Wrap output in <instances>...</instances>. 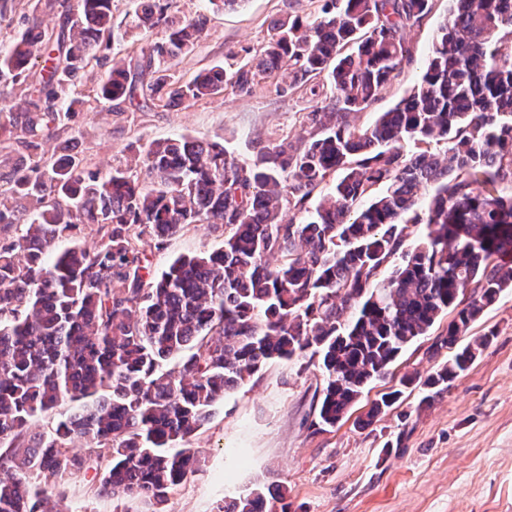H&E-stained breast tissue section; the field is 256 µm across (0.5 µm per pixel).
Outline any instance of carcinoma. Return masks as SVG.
<instances>
[{
	"label": "carcinoma",
	"mask_w": 512,
	"mask_h": 512,
	"mask_svg": "<svg viewBox=\"0 0 512 512\" xmlns=\"http://www.w3.org/2000/svg\"><path fill=\"white\" fill-rule=\"evenodd\" d=\"M449 2L411 93L360 126L356 116L413 62L406 34L433 0L287 12L246 63L186 84L171 81L169 64L192 51L207 18L177 20L170 0H138L130 30L149 41L112 59L101 99L181 105L228 86L249 95L265 80L281 93L305 86L315 105L295 138L259 143L248 164L180 136L104 173L61 133L75 85L112 39V0L75 10L41 0L64 17L59 31L34 15L0 50V84L26 90L24 111L0 105V143L17 155L0 188V512H71L41 480L89 474L98 494L163 512L199 464L190 442L214 405L266 364L318 359L319 424L333 427L442 317L452 319L433 356L512 288V196L500 193L512 186V0ZM190 224L220 247L155 273L156 255ZM412 226L425 234L408 248ZM493 337L470 338L429 374L418 407ZM400 394L374 400L362 424ZM65 401L76 411L33 431ZM264 506L255 488L215 512Z\"/></svg>",
	"instance_id": "carcinoma-1"
}]
</instances>
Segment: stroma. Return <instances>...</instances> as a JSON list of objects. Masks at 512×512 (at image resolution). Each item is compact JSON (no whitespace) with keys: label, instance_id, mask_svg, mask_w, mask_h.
Here are the masks:
<instances>
[{"label":"stroma","instance_id":"stroma-1","mask_svg":"<svg viewBox=\"0 0 512 512\" xmlns=\"http://www.w3.org/2000/svg\"><path fill=\"white\" fill-rule=\"evenodd\" d=\"M136 0H112L114 30L108 49L81 79L70 131L81 157L99 170L151 141L188 135L218 141L240 162L257 142L297 136L312 102L305 88L278 93L271 83L253 93L232 91L169 108L115 106L97 98L113 57L138 47L125 35ZM286 0H242L214 9L209 0H174L178 19L203 14L207 28L195 49L174 60V82L202 69L247 59L272 36L270 23ZM448 327L440 321L411 343L374 380L335 427L319 428L324 377L312 362H273L220 401L192 445L203 463L168 496L164 512H213L217 503L253 488L266 493L265 512H512V292L487 310L469 333L494 332L489 348L447 392L419 409L420 389L401 388L403 376L426 375L448 359L429 348ZM400 390L398 402L361 427L373 400ZM66 491L74 512H144L139 500L97 494L83 477L49 480Z\"/></svg>","mask_w":512,"mask_h":512}]
</instances>
